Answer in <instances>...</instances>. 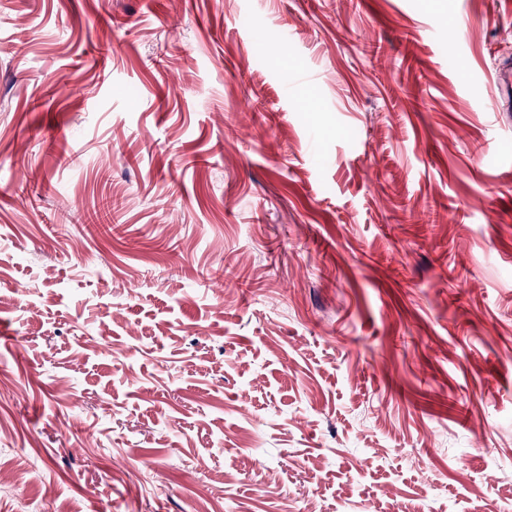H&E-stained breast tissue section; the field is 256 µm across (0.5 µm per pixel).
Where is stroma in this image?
Here are the masks:
<instances>
[{"label": "stroma", "mask_w": 512, "mask_h": 512, "mask_svg": "<svg viewBox=\"0 0 512 512\" xmlns=\"http://www.w3.org/2000/svg\"><path fill=\"white\" fill-rule=\"evenodd\" d=\"M510 68L512 0L0 9V464L24 499L512 501Z\"/></svg>", "instance_id": "stroma-1"}]
</instances>
